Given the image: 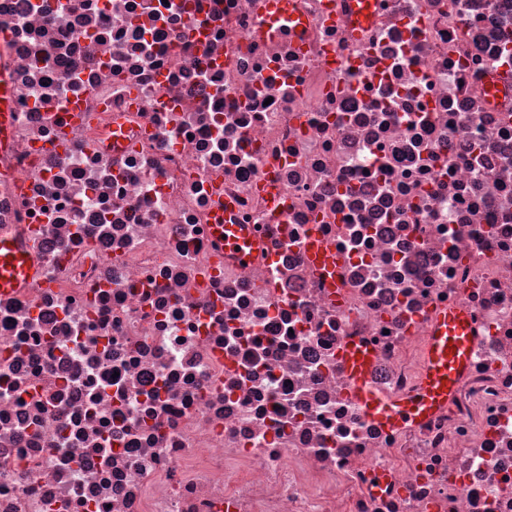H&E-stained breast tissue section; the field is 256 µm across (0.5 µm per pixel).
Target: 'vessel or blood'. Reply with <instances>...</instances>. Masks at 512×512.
Listing matches in <instances>:
<instances>
[{
  "instance_id": "obj_1",
  "label": "vessel or blood",
  "mask_w": 512,
  "mask_h": 512,
  "mask_svg": "<svg viewBox=\"0 0 512 512\" xmlns=\"http://www.w3.org/2000/svg\"><path fill=\"white\" fill-rule=\"evenodd\" d=\"M33 271L13 238L0 237V289L17 287ZM471 317L449 309L440 313L425 351V370L419 388L390 397L368 383L372 356L368 347L351 343L342 359L352 385V395L365 415L382 427L398 429L426 420L447 404L472 352Z\"/></svg>"
}]
</instances>
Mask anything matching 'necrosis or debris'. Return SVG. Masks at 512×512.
<instances>
[{
  "label": "necrosis or debris",
  "mask_w": 512,
  "mask_h": 512,
  "mask_svg": "<svg viewBox=\"0 0 512 512\" xmlns=\"http://www.w3.org/2000/svg\"><path fill=\"white\" fill-rule=\"evenodd\" d=\"M267 2L0 0V512H512V0ZM452 307L369 421L342 346L414 391ZM33 272V266L12 237H0V289L16 288ZM471 317L449 309L440 313L425 351V370L419 388L390 397L368 384L372 356L367 346L349 343L342 350L352 395L365 415L380 426L398 429L426 420L448 403L472 352ZM445 380V383H442Z\"/></svg>",
  "instance_id": "obj_1"
}]
</instances>
